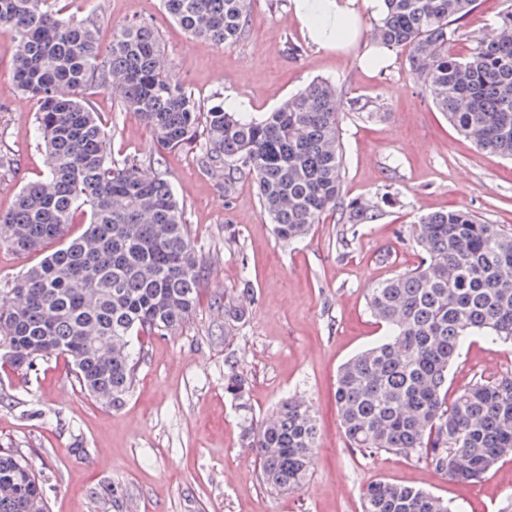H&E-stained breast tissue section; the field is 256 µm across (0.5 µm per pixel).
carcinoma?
I'll list each match as a JSON object with an SVG mask.
<instances>
[{
    "label": "carcinoma",
    "instance_id": "1",
    "mask_svg": "<svg viewBox=\"0 0 512 512\" xmlns=\"http://www.w3.org/2000/svg\"><path fill=\"white\" fill-rule=\"evenodd\" d=\"M475 0H384L381 43L408 49L411 74L449 124L479 150L512 159V8L465 57L448 42ZM191 37L230 46L243 35L251 0H163ZM0 35L15 44L20 90L40 102L37 130L50 159L44 178L23 187L0 216V247L36 252L61 245L0 289V339L24 358L63 356L77 383L114 408L133 386L143 333L166 335L193 313L207 267L166 178L146 176L138 158L112 159L109 137L84 98L88 85L119 84L135 113L166 149L195 145L224 177L253 178L275 236L304 239L323 214L343 207L352 224L378 206L343 203L344 157L337 91L314 80L270 112L202 109L169 73L154 26L132 21L113 31L101 54L93 27L63 19L48 0H0ZM86 224L69 236L75 215ZM418 265L368 290L367 307L387 334L340 368L336 408L360 453H420L458 483L481 478L512 455V375L479 378L448 399V369L469 336L512 343V232L463 209L420 219ZM224 393L247 408V380L234 366ZM263 484L302 486L318 426L311 407L284 399L242 429ZM0 512H47L42 483L19 451L0 448ZM362 512H452L442 499L376 482Z\"/></svg>",
    "mask_w": 512,
    "mask_h": 512
}]
</instances>
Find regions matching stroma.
Instances as JSON below:
<instances>
[{"label": "stroma", "instance_id": "35a3bbf8", "mask_svg": "<svg viewBox=\"0 0 512 512\" xmlns=\"http://www.w3.org/2000/svg\"><path fill=\"white\" fill-rule=\"evenodd\" d=\"M510 6L476 0L450 51L467 56L474 37ZM56 8L91 21L105 49L118 25L151 20L173 78L208 105L260 114L313 80L334 82L343 198L378 204L379 215L352 229L330 212L301 243L283 244L250 176L225 189L198 150L156 146L119 96L90 87L86 97L113 158L136 157L146 172L164 173L211 266L195 311L176 333L142 337L144 359L119 408L88 396L64 359L22 371L0 363V448L28 457L48 512H361L363 492L379 480L425 490L456 512H512V458L460 485L418 454L364 456L348 447L335 401L340 365L386 333L367 311L369 288L420 260V217L465 209L512 229V161L479 151L449 125L413 80L406 49H390L387 66L364 69L375 20L362 2L358 38L337 50L308 39L291 0H254L242 38L230 46L188 36L161 0H58ZM292 43L300 54L289 52ZM14 57L0 36V215L47 169L39 103L18 87ZM228 304L243 308L244 318L225 323ZM231 364L248 382L249 413L224 394ZM510 373L512 346L475 336L448 370V391ZM287 396L311 406L319 439L306 483L277 493L262 483L242 423L247 415L265 420Z\"/></svg>", "mask_w": 512, "mask_h": 512}]
</instances>
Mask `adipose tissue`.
I'll list each match as a JSON object with an SVG mask.
<instances>
[{
	"instance_id": "ef3b65f1",
	"label": "adipose tissue",
	"mask_w": 512,
	"mask_h": 512,
	"mask_svg": "<svg viewBox=\"0 0 512 512\" xmlns=\"http://www.w3.org/2000/svg\"><path fill=\"white\" fill-rule=\"evenodd\" d=\"M356 2L292 0V10L313 43L325 48H338L347 39V25L355 16Z\"/></svg>"
}]
</instances>
